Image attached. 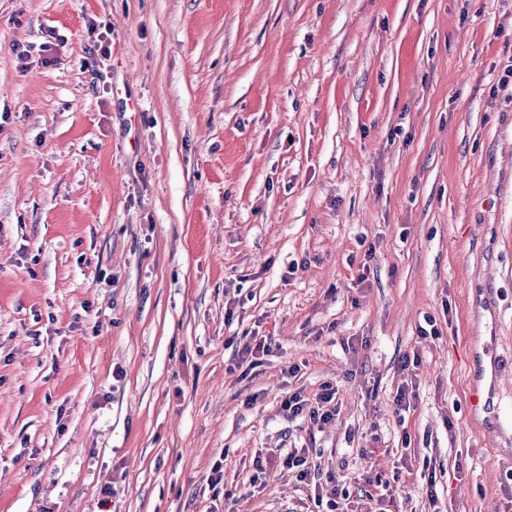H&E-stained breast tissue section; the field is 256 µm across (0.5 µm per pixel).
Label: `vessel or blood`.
Returning <instances> with one entry per match:
<instances>
[{
  "label": "vessel or blood",
  "instance_id": "obj_1",
  "mask_svg": "<svg viewBox=\"0 0 512 512\" xmlns=\"http://www.w3.org/2000/svg\"><path fill=\"white\" fill-rule=\"evenodd\" d=\"M478 362L488 364L489 375L484 383L473 386L469 393V406L474 413L483 415L489 426L501 427L504 414L503 402L499 393L500 377L512 370V359L505 358L501 351L498 336H488L477 354Z\"/></svg>",
  "mask_w": 512,
  "mask_h": 512
}]
</instances>
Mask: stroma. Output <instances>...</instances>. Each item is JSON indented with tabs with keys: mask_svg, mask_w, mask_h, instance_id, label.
<instances>
[{
	"mask_svg": "<svg viewBox=\"0 0 512 512\" xmlns=\"http://www.w3.org/2000/svg\"><path fill=\"white\" fill-rule=\"evenodd\" d=\"M492 330L512 357V0H0V512H317L255 474L294 445L348 512H512ZM476 358L480 367L486 362L490 367V372L483 384H476L471 389L468 398L470 409L475 414L484 415L489 426L500 427L503 430L504 408L499 393V382L501 375L511 370L512 359L505 358L501 352L496 331H491ZM421 363V359L418 353L413 352L411 356L409 353H405L401 358V370H408V375H410V384L411 389L409 387L408 382L403 383L400 387L397 388L396 394L394 396V405L396 414L402 417L401 413L407 412L410 410V407L415 406V402L418 398L416 392V383L413 382L417 377L415 370ZM337 389L332 384L322 385L321 392L316 396L317 406L304 398L301 391H288L281 396V410L289 420L309 418L313 423L325 424L336 415Z\"/></svg>",
	"mask_w": 512,
	"mask_h": 512,
	"instance_id": "1",
	"label": "stroma"
}]
</instances>
